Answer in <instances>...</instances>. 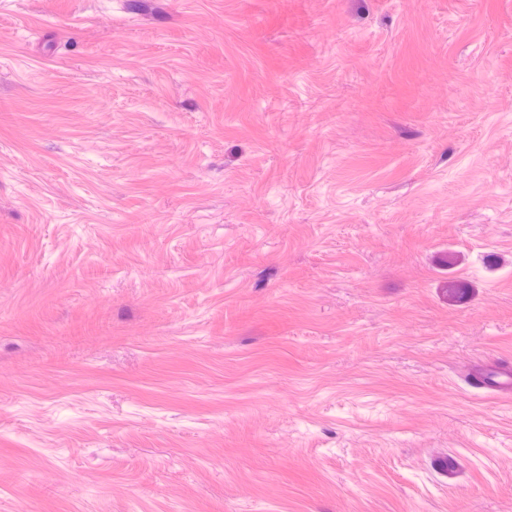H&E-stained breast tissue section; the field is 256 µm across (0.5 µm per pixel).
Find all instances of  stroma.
<instances>
[{
    "label": "stroma",
    "instance_id": "1",
    "mask_svg": "<svg viewBox=\"0 0 512 512\" xmlns=\"http://www.w3.org/2000/svg\"><path fill=\"white\" fill-rule=\"evenodd\" d=\"M496 358L512 0H0V512H512Z\"/></svg>",
    "mask_w": 512,
    "mask_h": 512
}]
</instances>
